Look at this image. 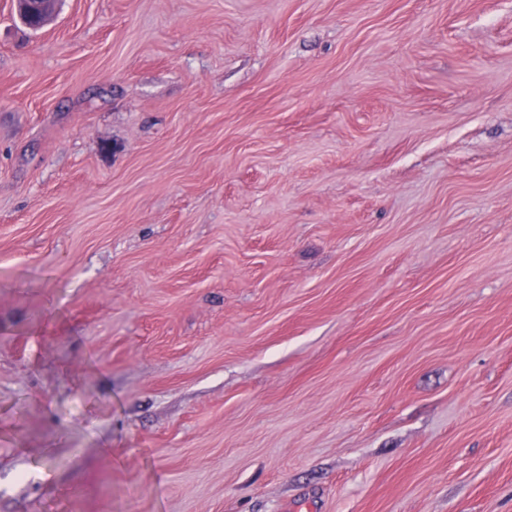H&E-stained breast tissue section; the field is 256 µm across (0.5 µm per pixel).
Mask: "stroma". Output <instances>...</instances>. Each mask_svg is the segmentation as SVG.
<instances>
[{"label":"stroma","instance_id":"1","mask_svg":"<svg viewBox=\"0 0 512 512\" xmlns=\"http://www.w3.org/2000/svg\"><path fill=\"white\" fill-rule=\"evenodd\" d=\"M0 0V512H512V0Z\"/></svg>","mask_w":512,"mask_h":512}]
</instances>
